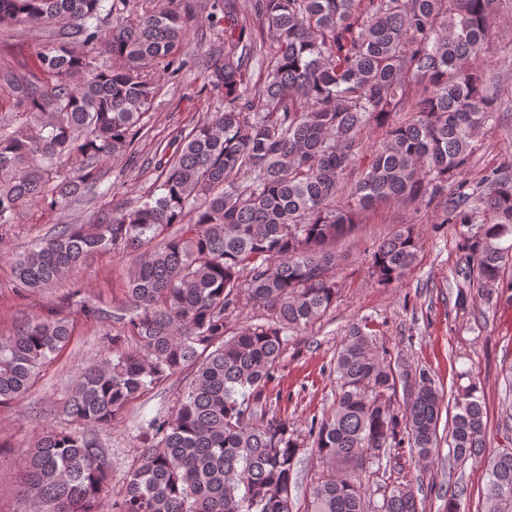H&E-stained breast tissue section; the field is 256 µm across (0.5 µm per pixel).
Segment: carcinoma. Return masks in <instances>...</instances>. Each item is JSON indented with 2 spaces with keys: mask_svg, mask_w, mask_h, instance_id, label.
I'll list each match as a JSON object with an SVG mask.
<instances>
[{
  "mask_svg": "<svg viewBox=\"0 0 512 512\" xmlns=\"http://www.w3.org/2000/svg\"><path fill=\"white\" fill-rule=\"evenodd\" d=\"M498 0H214L224 13V53L204 87L224 107L160 141L154 181L94 224H57L16 254L13 288L40 293L112 250L134 254L112 360L85 370L64 406L74 430L46 427L24 461L35 512H295L294 467L306 448L326 465L304 512H425L408 481L367 499L355 472L406 448L422 463L448 442L456 462L487 446V413L473 380L454 397L440 436L442 396L425 373L404 412L391 409L397 377L367 325L352 327L335 359L336 396L304 446L266 394L288 347L336 303V241L364 211L387 202L445 197L468 163L498 95L472 69L497 24ZM189 0H0V35L41 41L37 72L0 66L12 110L26 117L0 134V230L20 208L92 203L112 161H136V143L160 86L192 61L183 52ZM270 36L257 39L253 25ZM266 63L258 97L253 60ZM410 118L397 123L411 82ZM384 139L355 182L360 134ZM444 223L489 221L468 237L464 281L494 285L512 261V179H490L473 203L461 185ZM417 225L369 253L377 284L400 280L416 258ZM260 321L228 333L242 306ZM88 321L100 302L70 293ZM70 320L27 319L0 337V405L20 401L70 342ZM190 370L170 411L142 415L144 450L118 494L96 428L114 422L154 386ZM487 459L483 512H512V438Z\"/></svg>",
  "mask_w": 512,
  "mask_h": 512,
  "instance_id": "carcinoma-1",
  "label": "carcinoma"
}]
</instances>
